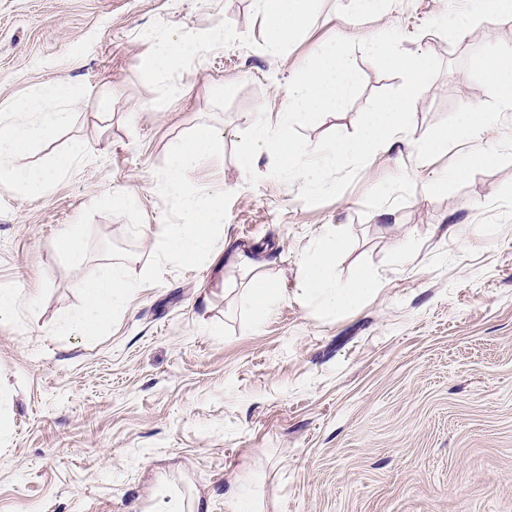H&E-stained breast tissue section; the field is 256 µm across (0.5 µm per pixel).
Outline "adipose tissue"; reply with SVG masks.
<instances>
[{
	"mask_svg": "<svg viewBox=\"0 0 512 512\" xmlns=\"http://www.w3.org/2000/svg\"><path fill=\"white\" fill-rule=\"evenodd\" d=\"M311 0H255L259 14L266 21L270 36L262 47L264 55L279 57L304 25ZM143 39L152 51L144 61L153 74L162 75L182 61L202 51L204 44L223 43V35L208 42L177 34L166 28L143 32ZM477 68L487 75V93L503 107L512 110V52L489 47L486 54L475 59ZM71 89L63 83L45 85L24 98L0 109V184L20 192H49L73 165L86 156L87 147L75 142L68 156L58 161L54 170L13 166V157L28 151L35 140L48 139L66 129L73 120L70 109ZM346 248L338 236L321 241L313 257L304 262L300 275L310 298L322 306L336 310L350 305L358 296L368 293L372 276L359 271L346 285H337L333 276L338 253Z\"/></svg>",
	"mask_w": 512,
	"mask_h": 512,
	"instance_id": "adipose-tissue-1",
	"label": "adipose tissue"
}]
</instances>
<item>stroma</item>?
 <instances>
[{"instance_id": "1", "label": "stroma", "mask_w": 512, "mask_h": 512, "mask_svg": "<svg viewBox=\"0 0 512 512\" xmlns=\"http://www.w3.org/2000/svg\"><path fill=\"white\" fill-rule=\"evenodd\" d=\"M448 10V0H381L361 15L354 0H313L273 59L253 0H0V108L46 83L74 92L72 125L16 166L91 147L51 192L0 184V289L17 297L0 316V512H159L199 499L232 512L240 477L256 512H512V111L473 65L489 45L512 49V19L475 18L462 38L433 28ZM154 27L234 38L151 75L141 34ZM392 27L402 49L443 63L406 145L376 152L315 206L270 177V158L249 184L233 150L257 109L276 116L289 78L330 38ZM353 57L362 94L305 129L309 144L353 133L369 97L401 85ZM165 95L167 111L147 110ZM468 105L501 118L417 166L418 144ZM203 123L223 131L224 153L189 178L233 194L207 261L137 289L99 342L53 337L78 282L104 263L103 242L144 268L165 214L155 172ZM479 143L497 159L453 176ZM110 191L130 193L131 207L101 204ZM73 227L78 259L56 247ZM327 234L347 243L337 284L363 268L376 280L335 311L312 302L300 276ZM258 274L280 290L262 314L250 298Z\"/></svg>"}]
</instances>
